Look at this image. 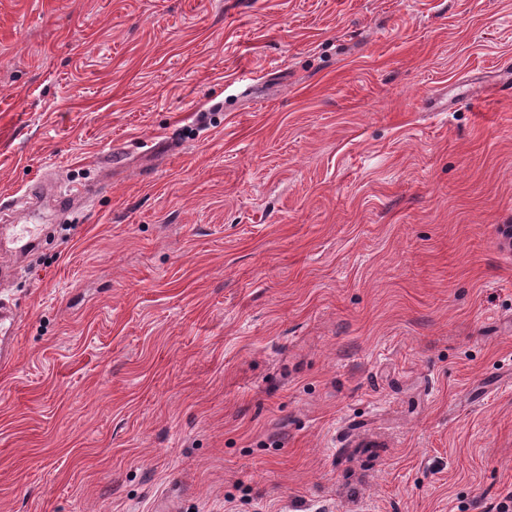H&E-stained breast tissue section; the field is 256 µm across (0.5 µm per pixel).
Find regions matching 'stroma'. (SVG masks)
I'll return each instance as SVG.
<instances>
[{
    "mask_svg": "<svg viewBox=\"0 0 512 512\" xmlns=\"http://www.w3.org/2000/svg\"><path fill=\"white\" fill-rule=\"evenodd\" d=\"M509 58L512 0H0V512H499ZM29 232L26 228L18 230L17 234L10 236H2L0 238V251L5 253H17L30 249L36 244L37 238L32 234L27 235ZM17 330V315L13 306L0 298V363L11 361Z\"/></svg>",
    "mask_w": 512,
    "mask_h": 512,
    "instance_id": "35a3bbf8",
    "label": "stroma"
}]
</instances>
